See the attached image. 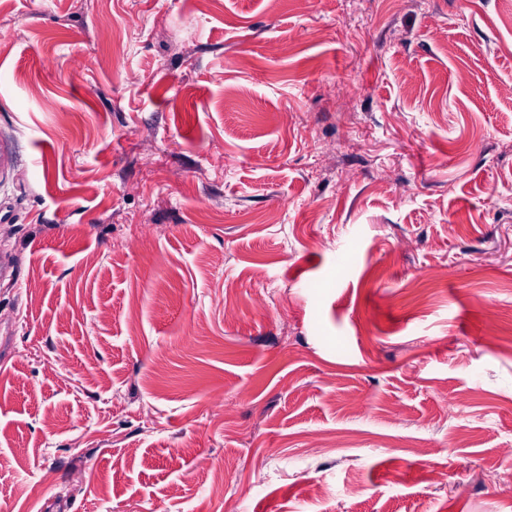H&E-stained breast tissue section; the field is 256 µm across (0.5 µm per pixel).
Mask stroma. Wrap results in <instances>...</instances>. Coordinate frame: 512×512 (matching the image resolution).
<instances>
[{"label":"stroma","mask_w":512,"mask_h":512,"mask_svg":"<svg viewBox=\"0 0 512 512\" xmlns=\"http://www.w3.org/2000/svg\"><path fill=\"white\" fill-rule=\"evenodd\" d=\"M0 145V512H512V0H0Z\"/></svg>","instance_id":"stroma-1"}]
</instances>
